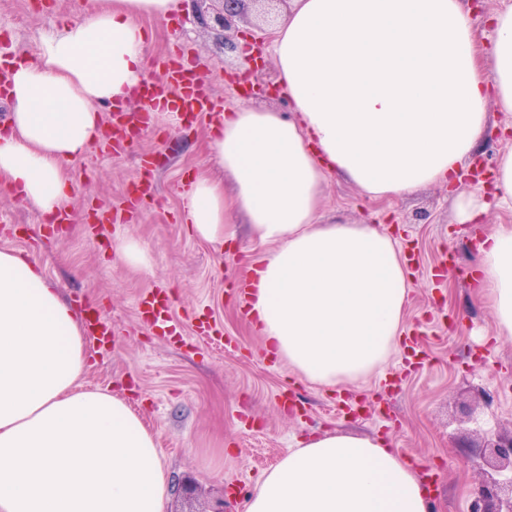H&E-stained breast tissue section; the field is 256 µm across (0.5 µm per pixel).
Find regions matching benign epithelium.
Here are the masks:
<instances>
[{
	"mask_svg": "<svg viewBox=\"0 0 512 512\" xmlns=\"http://www.w3.org/2000/svg\"><path fill=\"white\" fill-rule=\"evenodd\" d=\"M273 1L287 3V0H191L195 22L204 29L224 33V49L240 56L246 47L232 32L236 31L239 22L248 18L249 5H256V14L261 15L262 6ZM258 30L260 35L252 36L250 42L256 54L249 57L253 66L248 68L247 75L254 80L253 93L263 95L275 90V86L258 76V71L265 65L262 46L270 35L261 26ZM482 447L485 480L473 501L471 512H512V429L485 440Z\"/></svg>",
	"mask_w": 512,
	"mask_h": 512,
	"instance_id": "benign-epithelium-1",
	"label": "benign epithelium"
}]
</instances>
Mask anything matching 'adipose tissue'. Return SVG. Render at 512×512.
Returning <instances> with one entry per match:
<instances>
[{
	"instance_id": "ef3b65f1",
	"label": "adipose tissue",
	"mask_w": 512,
	"mask_h": 512,
	"mask_svg": "<svg viewBox=\"0 0 512 512\" xmlns=\"http://www.w3.org/2000/svg\"><path fill=\"white\" fill-rule=\"evenodd\" d=\"M182 0H82L7 73L12 133L0 183L44 215L72 192L69 165L102 136L101 110L146 79L141 18ZM480 47L464 0H291L272 41L291 110L241 105L210 124L233 183L206 173L181 194L194 236L235 238L242 213L261 251L245 318L270 356L336 387L397 349L412 277L372 224L327 223L331 175L372 200L452 184L512 112V2ZM479 297L512 338V224L477 247ZM86 332L44 271L0 250V512H167L154 435L123 399L87 389ZM416 469L386 438L327 433L263 474L244 512H431Z\"/></svg>"
}]
</instances>
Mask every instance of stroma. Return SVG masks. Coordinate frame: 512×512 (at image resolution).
Instances as JSON below:
<instances>
[{
  "label": "stroma",
  "mask_w": 512,
  "mask_h": 512,
  "mask_svg": "<svg viewBox=\"0 0 512 512\" xmlns=\"http://www.w3.org/2000/svg\"><path fill=\"white\" fill-rule=\"evenodd\" d=\"M80 2L0 0V47L35 54L59 17ZM141 24L151 67L176 48L200 61L198 75L223 109L252 103L289 112L282 93L249 97L231 84L228 75L239 71L241 58L225 57L214 34L186 12ZM210 134L202 115L175 130L161 123L140 131L117 156L90 150L70 165L71 223L48 233L41 230L42 214L0 190V249L22 252L67 301L94 303L112 320L110 345L89 350L83 385L124 399L155 435L171 512H178L187 487L196 488L200 502L220 497L224 512H243L260 476L302 438L324 431L388 437L400 456L438 473L432 512H470L483 481L477 444L512 421V396L499 394L512 384V339H491L492 310L467 276L477 266V235L512 222V212L494 207L482 223L459 224L455 199L475 194V185H432L409 198L373 201L354 184L329 177L322 202L327 221L380 225L411 248L405 322L421 331V358L409 363L398 350L381 368L387 381L374 374L359 384L320 387L269 358L239 312L234 285L259 251L246 225L227 246L188 233L182 184L211 168ZM144 156L154 161L153 196L124 222L94 224L93 208L122 210ZM126 240L141 245L146 265L119 257ZM157 289L170 298L175 336L141 318L143 296ZM202 321L222 329L223 344L200 337ZM480 390L493 395L491 406L466 416L463 404Z\"/></svg>",
  "instance_id": "stroma-1"
}]
</instances>
